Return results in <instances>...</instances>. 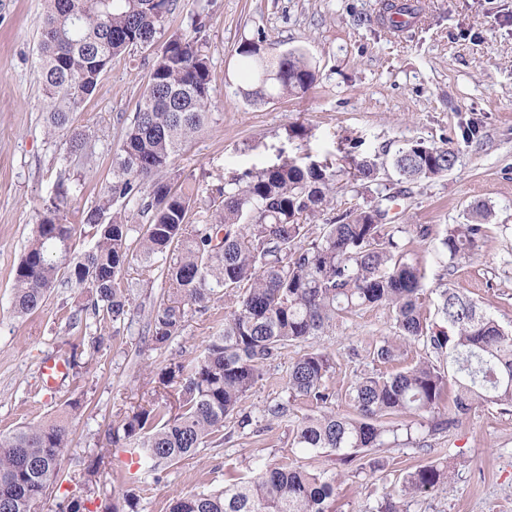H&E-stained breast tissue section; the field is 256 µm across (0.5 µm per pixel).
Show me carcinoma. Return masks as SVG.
Masks as SVG:
<instances>
[{"mask_svg": "<svg viewBox=\"0 0 512 512\" xmlns=\"http://www.w3.org/2000/svg\"><path fill=\"white\" fill-rule=\"evenodd\" d=\"M38 49L40 80L49 101L46 128L63 137L72 154L86 151L88 138L73 126L72 114L95 89L112 59L133 46L152 45L176 0H45ZM203 11L189 16L188 29L172 35L157 54L149 83L127 128L113 181L104 197L82 214L94 230L95 243L77 257L62 259L79 225L65 224L59 212L68 194L60 181L56 199L42 208L34 237L15 270L14 313L38 310L55 283L66 277L88 289L90 307L71 315L75 322L90 309L114 330L88 337L97 353L111 348L117 327L143 305H133L126 269L153 273L162 256L171 260L166 277L176 298L151 307L147 330L164 346L183 334L184 305L207 308L232 293L236 308L224 316L200 356L174 360L159 373L164 386L179 392V412L165 396L123 413L105 430L106 446L85 468L83 485L92 491L112 474V449L129 448L148 473L194 457L208 440L224 432L247 393L262 377L264 364L281 350L328 332L336 321L366 307L392 313L398 335L417 341L437 356L389 376L355 379L348 396L356 414L329 409L333 392L325 379L333 365L329 354L312 351L288 367L290 397L308 399L316 415L292 429L293 445L307 451L330 449L345 462L384 445L398 427L384 419L420 415L449 399L457 424L473 405L486 401L512 406V331L504 329L463 292L441 288L435 314L448 330L429 331L419 306L421 275L404 248L384 231L380 207L368 205L325 216L336 171L327 164L292 162L249 172L216 188L201 220L190 222L193 194L176 186L174 161L184 146L213 121V75L207 43L200 36ZM244 60L253 100L298 95L316 79L306 55L291 50L266 56L262 40H246L238 49ZM456 154L447 147L417 142L393 159L405 180L431 179L452 170ZM372 159L351 161L342 171L351 182H371ZM137 202L139 224L116 214L111 204ZM491 209L471 206L470 224L448 228L442 244L453 259L484 235ZM323 217L322 231L308 240L310 223ZM397 348L388 341L373 357L388 363ZM71 381L89 374L80 365L77 346L68 352ZM456 390L448 396V377ZM71 417L66 411L36 423L0 432V512H36V498L47 497L66 479L65 449L71 447ZM445 478L434 464L409 473L401 495L425 493ZM337 478L286 463L259 461L255 474L223 487L177 496L168 512H333ZM89 497L66 496L58 512H139L138 496L127 490L104 497L91 511Z\"/></svg>", "mask_w": 512, "mask_h": 512, "instance_id": "1", "label": "carcinoma"}]
</instances>
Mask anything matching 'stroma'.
I'll use <instances>...</instances> for the list:
<instances>
[{"mask_svg":"<svg viewBox=\"0 0 512 512\" xmlns=\"http://www.w3.org/2000/svg\"><path fill=\"white\" fill-rule=\"evenodd\" d=\"M411 2L416 19L396 34L380 19L382 0H178L154 45L114 58L74 113L75 126L85 130L93 149L86 158L68 155L63 140L46 134L38 68L44 0H0V431L80 400L74 441L64 458L69 493L81 494L80 476L112 419L144 402L170 360L197 357L231 310L228 300L204 311L187 306L185 332L166 346L144 335L146 317L135 315L102 357L82 343L96 324L92 313H85L84 325L69 321L85 304L86 289L61 281L34 313L13 312L14 272L43 205L54 199L63 176L74 185L61 208L64 223H79L82 212L97 204L112 181L157 54L168 36L186 29L197 5L207 8L213 121L175 161L197 206H205L225 181L285 161L328 163L341 171L348 158L373 159L378 176L369 186L337 177L335 210L372 205L381 195L405 190L385 229L422 276L424 318L435 322L437 291L448 287L512 330V0ZM258 37L272 56L304 52L316 71L314 85L298 96L246 99L237 49ZM414 142L452 149L454 168L431 179L399 180L392 160ZM476 203L492 210L489 230L472 250L449 259L441 246L446 229L470 223ZM423 225L431 229L425 239L419 235ZM395 336L388 311L370 307L340 320L326 335L284 349L264 365L262 380L242 402L251 425L227 423L221 445H207L156 477L136 475L130 458L114 449L116 463L101 494L131 489L139 512H165L176 495L222 487L232 474L251 475L255 458L263 456L338 475L336 512H376L385 495L398 493L407 474L433 463L448 466L447 480L406 498L404 512H512V407L475 404L452 428L446 425L453 415L446 403L435 412L401 418L397 440L348 464L330 450L293 447V425L317 408L290 399V363L311 350L329 353L332 408L351 416L347 392L357 376L389 375L424 357L422 344L406 343L395 361H374L375 344ZM73 344L81 361L92 363L91 372L81 387L66 380L46 391L42 362ZM276 401L289 402V417H262V408Z\"/></svg>","mask_w":512,"mask_h":512,"instance_id":"obj_1","label":"stroma"}]
</instances>
